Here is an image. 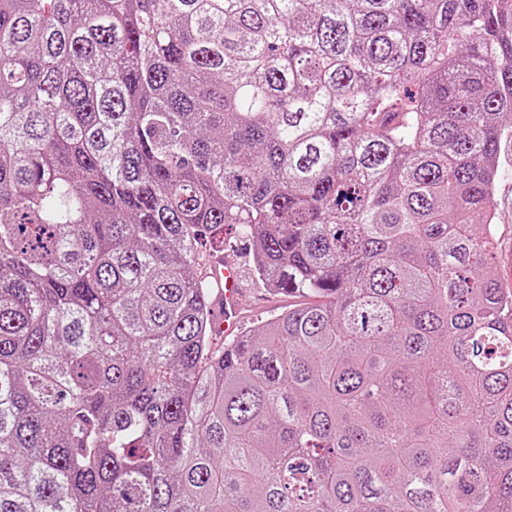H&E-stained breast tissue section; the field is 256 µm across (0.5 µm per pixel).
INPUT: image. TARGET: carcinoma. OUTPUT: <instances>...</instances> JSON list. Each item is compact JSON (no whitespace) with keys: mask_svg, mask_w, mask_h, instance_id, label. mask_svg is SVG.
<instances>
[{"mask_svg":"<svg viewBox=\"0 0 512 512\" xmlns=\"http://www.w3.org/2000/svg\"><path fill=\"white\" fill-rule=\"evenodd\" d=\"M508 137L512 0H0V512H512ZM495 269L503 288L512 289V147L505 149L496 180ZM221 253L228 254L238 263L242 278L241 307L240 276L236 263L224 254L216 256L211 264L207 277L212 288L217 292L211 303V324L219 345L231 340L241 318L242 328L257 327L268 318L288 309L289 305L299 301L277 294L265 288L256 278L251 259V247L247 242L231 237L224 238V245H216ZM241 311V314H240ZM242 316V317H241ZM250 328V329H252ZM225 334V335H223Z\"/></svg>","mask_w":512,"mask_h":512,"instance_id":"carcinoma-1","label":"carcinoma"}]
</instances>
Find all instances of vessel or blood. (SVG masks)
I'll use <instances>...</instances> for the list:
<instances>
[{"mask_svg": "<svg viewBox=\"0 0 512 512\" xmlns=\"http://www.w3.org/2000/svg\"><path fill=\"white\" fill-rule=\"evenodd\" d=\"M207 276L215 288L211 304V324L219 335H232L241 318L240 276L236 263L228 256L218 255L211 264Z\"/></svg>", "mask_w": 512, "mask_h": 512, "instance_id": "obj_1", "label": "vessel or blood"}]
</instances>
